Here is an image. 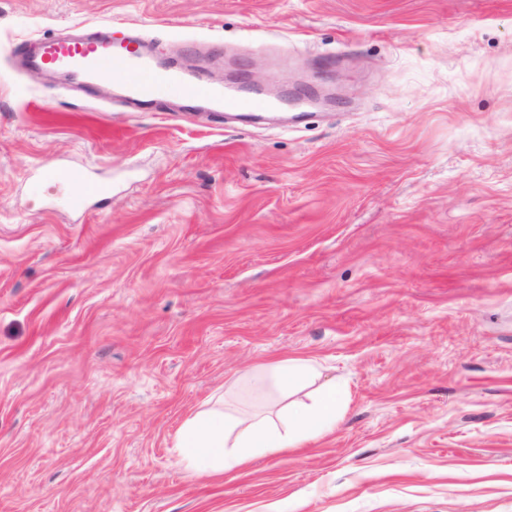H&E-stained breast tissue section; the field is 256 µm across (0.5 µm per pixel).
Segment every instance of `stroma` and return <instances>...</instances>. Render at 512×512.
<instances>
[{
    "label": "stroma",
    "mask_w": 512,
    "mask_h": 512,
    "mask_svg": "<svg viewBox=\"0 0 512 512\" xmlns=\"http://www.w3.org/2000/svg\"><path fill=\"white\" fill-rule=\"evenodd\" d=\"M104 22L336 102L243 125L14 56ZM74 168L111 193L70 211ZM284 356L335 429L182 464ZM0 512H512V0H0Z\"/></svg>",
    "instance_id": "35a3bbf8"
}]
</instances>
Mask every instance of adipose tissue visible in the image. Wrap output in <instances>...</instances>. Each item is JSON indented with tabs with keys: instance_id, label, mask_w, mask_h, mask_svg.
<instances>
[{
	"instance_id": "adipose-tissue-1",
	"label": "adipose tissue",
	"mask_w": 512,
	"mask_h": 512,
	"mask_svg": "<svg viewBox=\"0 0 512 512\" xmlns=\"http://www.w3.org/2000/svg\"><path fill=\"white\" fill-rule=\"evenodd\" d=\"M252 405H222L197 413L178 434L188 465L220 472L246 466L255 451L281 454L330 431L340 416L336 387L323 381L310 358L286 357L258 366L247 376Z\"/></svg>"
}]
</instances>
